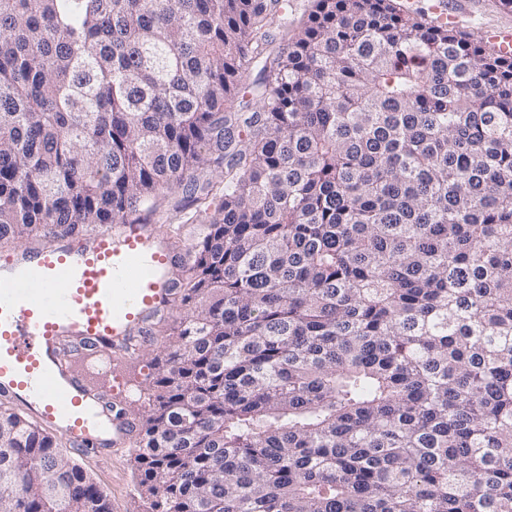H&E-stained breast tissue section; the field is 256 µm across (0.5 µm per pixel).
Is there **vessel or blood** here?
<instances>
[{"label": "vessel or blood", "mask_w": 512, "mask_h": 512, "mask_svg": "<svg viewBox=\"0 0 512 512\" xmlns=\"http://www.w3.org/2000/svg\"><path fill=\"white\" fill-rule=\"evenodd\" d=\"M485 36L512 57V26ZM176 253L156 226L120 224L1 262L0 397L76 450L130 447L132 420L115 411L130 391L107 378L172 305Z\"/></svg>", "instance_id": "obj_1"}]
</instances>
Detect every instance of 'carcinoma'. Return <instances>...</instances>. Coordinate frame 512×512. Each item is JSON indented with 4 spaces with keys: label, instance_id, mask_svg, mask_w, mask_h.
<instances>
[{
    "label": "carcinoma",
    "instance_id": "carcinoma-1",
    "mask_svg": "<svg viewBox=\"0 0 512 512\" xmlns=\"http://www.w3.org/2000/svg\"><path fill=\"white\" fill-rule=\"evenodd\" d=\"M291 13L0 0V242L181 196L144 512H512V59L400 0L274 55ZM0 512H110L2 401Z\"/></svg>",
    "mask_w": 512,
    "mask_h": 512
}]
</instances>
